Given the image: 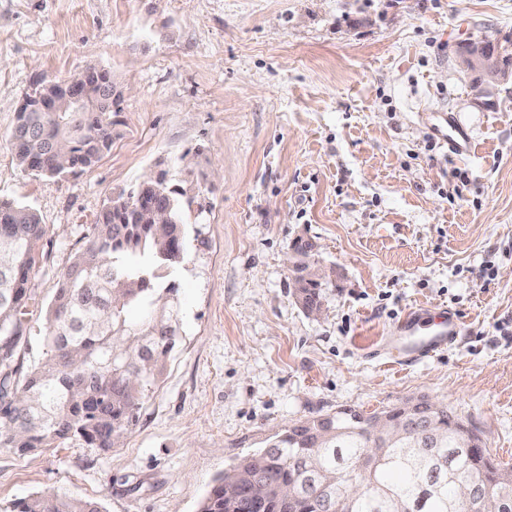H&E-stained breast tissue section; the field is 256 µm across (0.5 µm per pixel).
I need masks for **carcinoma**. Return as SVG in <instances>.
<instances>
[{"instance_id": "cac0c4a2", "label": "carcinoma", "mask_w": 512, "mask_h": 512, "mask_svg": "<svg viewBox=\"0 0 512 512\" xmlns=\"http://www.w3.org/2000/svg\"><path fill=\"white\" fill-rule=\"evenodd\" d=\"M75 80L95 97L112 73L87 66ZM71 80L37 84L35 105L60 98ZM112 112H18L11 135L18 164L61 178L92 168L112 143ZM179 171L162 172L170 223H154L160 203L144 179L107 198L62 274L45 311V361L24 370L22 348L36 292L32 271L47 233L37 214L0 199V447L25 454L78 438L94 448L120 445L142 399L162 375L179 333L176 273L185 259L184 226L199 223ZM296 294L312 315L321 310L326 276L301 278ZM142 317H132L133 310ZM412 399L380 411L391 420H420L418 429L370 430L371 417L343 408L276 434L269 446L215 480L198 512H247L244 493L259 491L266 512H320L322 496L335 512H471L460 495L469 484L512 512V467L497 462L479 432L448 408L411 412ZM10 512H103L95 501L41 492Z\"/></svg>"}]
</instances>
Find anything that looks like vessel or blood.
Here are the masks:
<instances>
[{"mask_svg":"<svg viewBox=\"0 0 512 512\" xmlns=\"http://www.w3.org/2000/svg\"><path fill=\"white\" fill-rule=\"evenodd\" d=\"M434 117L443 144L457 156H469L471 140L463 127L448 113L438 111ZM459 331V317L452 309H444L432 321L411 311L393 329L387 339V348L396 352L402 361L415 363L447 348L456 340Z\"/></svg>","mask_w":512,"mask_h":512,"instance_id":"1","label":"vessel or blood"}]
</instances>
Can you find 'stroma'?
<instances>
[{
    "mask_svg": "<svg viewBox=\"0 0 512 512\" xmlns=\"http://www.w3.org/2000/svg\"><path fill=\"white\" fill-rule=\"evenodd\" d=\"M512 50V0H0V198L47 227L48 307L107 197L179 169L206 221L185 227L180 335L120 447L0 448V512L61 489L104 512H197L212 481L275 433L350 407L426 397L512 466V84L472 104L459 57L482 33ZM111 71L112 146L91 169L36 176L10 135L26 93ZM471 138L460 159L429 112ZM310 240L322 310L288 257ZM457 341L377 359L410 310ZM313 247V243L309 240H303L300 238L293 242L291 249L295 260L294 267L291 271L293 273V277L299 284V288H296L295 290L303 309L308 314L317 315L321 310L320 291L327 275H313L308 279H304V277H301V273L305 268L301 269V267L296 264L297 261L300 260V257L309 256ZM298 278H301L302 280L300 281Z\"/></svg>",
    "mask_w": 512,
    "mask_h": 512,
    "instance_id": "stroma-1",
    "label": "stroma"
}]
</instances>
